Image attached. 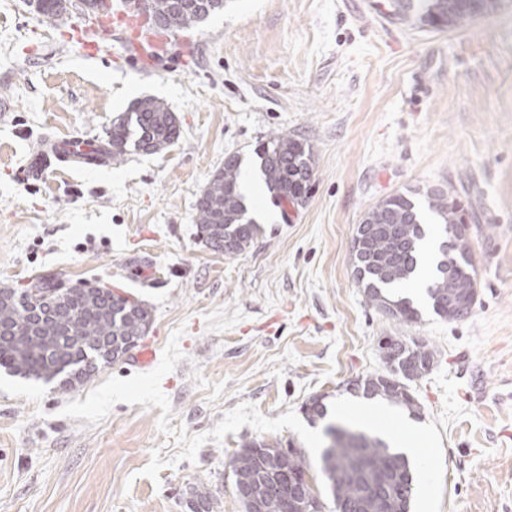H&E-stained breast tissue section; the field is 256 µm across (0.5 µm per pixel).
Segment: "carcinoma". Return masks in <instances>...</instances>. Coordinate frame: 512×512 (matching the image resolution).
<instances>
[{"label": "carcinoma", "mask_w": 512, "mask_h": 512, "mask_svg": "<svg viewBox=\"0 0 512 512\" xmlns=\"http://www.w3.org/2000/svg\"><path fill=\"white\" fill-rule=\"evenodd\" d=\"M149 16L164 17L159 33H174L204 21L187 6L173 0H149ZM41 13L55 21L69 13L71 0H39ZM395 18L434 28H463L476 18L470 0H389ZM176 115L163 102L143 98L127 113L112 121L108 131L111 158L128 149L159 153L179 138ZM266 188L278 204L301 205L306 200L314 173L312 146L288 135H273L256 151ZM239 157L224 160L201 192L196 203V224L202 241L226 256L244 252L257 238L260 226L249 217L240 192ZM428 210L444 225L445 240L438 247L434 276L427 288L432 311L450 322L470 317L476 294L472 292L477 271L470 244L452 242L455 226L469 222L462 198L452 189L425 191ZM361 223L387 225L393 234L376 239L371 250L353 258L354 278L367 302L391 318L414 322L418 310L410 299L394 289L412 279L422 268L425 238L422 208L416 193L397 191L372 205ZM32 287L59 290L52 319L40 322L17 301V293L0 288V367L28 378L62 384H84L101 366L122 359L146 335L152 312L140 301L124 299L110 288L67 286L54 277L34 278ZM379 348L387 366L384 374H369L350 382L349 391L367 399L381 398L410 413L419 403L409 383L431 371L432 350L399 336H384ZM326 475L335 512H410L414 476L404 454L382 439L351 426H339L330 448ZM236 487L261 480L273 481L283 469L293 482L266 497L263 512H323L324 504L305 484L309 461L299 448L286 452L253 440L241 445L230 461Z\"/></svg>", "instance_id": "1"}]
</instances>
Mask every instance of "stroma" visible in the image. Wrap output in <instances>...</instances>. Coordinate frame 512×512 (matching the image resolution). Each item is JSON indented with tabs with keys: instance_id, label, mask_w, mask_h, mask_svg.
Masks as SVG:
<instances>
[{
	"instance_id": "obj_1",
	"label": "stroma",
	"mask_w": 512,
	"mask_h": 512,
	"mask_svg": "<svg viewBox=\"0 0 512 512\" xmlns=\"http://www.w3.org/2000/svg\"><path fill=\"white\" fill-rule=\"evenodd\" d=\"M223 11L139 58L123 31L95 54L70 40L84 13L47 20L0 0V288L39 275L147 303L135 353L79 387L0 368V512H244L230 466L258 439L318 461L347 384L386 370L378 341L426 344L410 388L430 442L411 512H512V0L461 29L391 18L385 0H225ZM162 100L181 134L157 154L22 169L44 137L105 142L137 99ZM282 133L315 158L306 202L248 200L261 232L227 257L198 235L196 201L236 155ZM454 188L481 231L472 315L372 308L350 246L364 212L408 188ZM323 397L326 418L305 402Z\"/></svg>"
}]
</instances>
